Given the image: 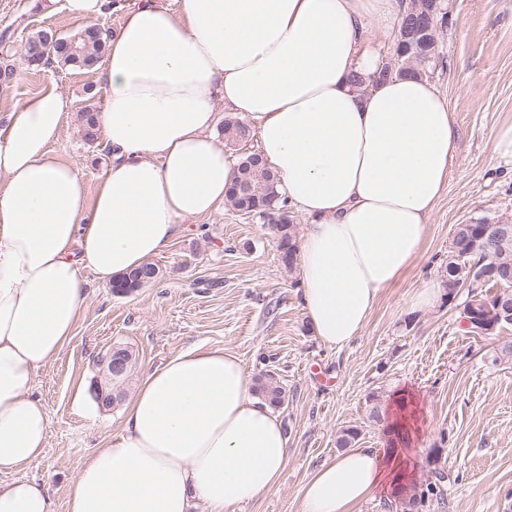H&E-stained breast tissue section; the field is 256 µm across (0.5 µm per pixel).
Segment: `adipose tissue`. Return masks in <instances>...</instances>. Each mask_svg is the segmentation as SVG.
I'll use <instances>...</instances> for the list:
<instances>
[{
	"mask_svg": "<svg viewBox=\"0 0 512 512\" xmlns=\"http://www.w3.org/2000/svg\"><path fill=\"white\" fill-rule=\"evenodd\" d=\"M398 0H140L107 40L97 128L112 162L95 191L51 148L68 100L55 90L0 123V512H55L44 485L15 478L43 454L39 369L70 343L89 282L162 253L188 218L214 213L237 175L215 106L242 114L280 191L308 223L301 303L340 350L383 289L418 257L458 146L451 110L423 76L366 90L381 60L365 28ZM289 441L239 357L183 349L144 373L119 432L88 456L67 512H208L278 489ZM400 458L353 448L299 491V512H354L399 486Z\"/></svg>",
	"mask_w": 512,
	"mask_h": 512,
	"instance_id": "obj_1",
	"label": "adipose tissue"
}]
</instances>
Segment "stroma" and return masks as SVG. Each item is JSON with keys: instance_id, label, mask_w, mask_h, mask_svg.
Segmentation results:
<instances>
[{"instance_id": "35a3bbf8", "label": "stroma", "mask_w": 512, "mask_h": 512, "mask_svg": "<svg viewBox=\"0 0 512 512\" xmlns=\"http://www.w3.org/2000/svg\"><path fill=\"white\" fill-rule=\"evenodd\" d=\"M65 0H48L37 12L27 0H0V30L12 33L10 55L26 37L45 29L68 35L85 26ZM448 23L440 35L443 66L429 80L452 111L459 134L448 185L432 213L421 252L391 287L382 291L360 336L331 350L313 335L301 305L296 270L278 257L271 226L223 207L207 218L187 219L184 231L154 258L159 279L127 295L90 283L84 312L67 348L44 368L34 392L49 415L43 457L21 471L47 487L56 512H66L67 489L93 449L119 431L126 400L144 372L192 345L221 346L242 360L249 377L278 375L288 397L278 413L288 431V466L277 490L234 512H298L309 475L337 455L336 438L355 427L356 447L389 451L387 436L370 417L372 404L390 407L407 393L414 403L411 440L403 467L424 483L442 467L445 508L429 512H512V358L502 347L512 328L488 336L466 333L460 313L465 292L449 297L445 268L454 230L512 216V164L494 153L492 137L512 122V0H447ZM18 79L0 84V114L53 89L71 108L54 143L95 188L110 161L103 143H85L79 111L103 104L93 71H37L16 62ZM439 296L414 315L404 300L427 285ZM135 361L123 397L81 417L71 407L77 385L104 380L101 359L112 347Z\"/></svg>"}]
</instances>
